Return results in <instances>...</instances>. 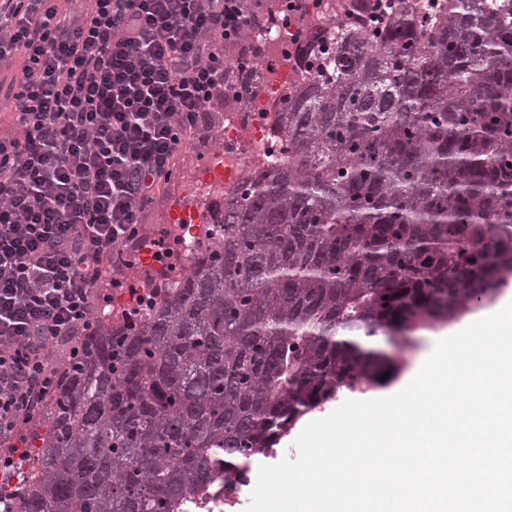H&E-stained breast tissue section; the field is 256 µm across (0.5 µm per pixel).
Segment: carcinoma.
<instances>
[{"label":"carcinoma","instance_id":"carcinoma-1","mask_svg":"<svg viewBox=\"0 0 512 512\" xmlns=\"http://www.w3.org/2000/svg\"><path fill=\"white\" fill-rule=\"evenodd\" d=\"M307 40L288 159L224 198L222 241L134 325L85 339L0 512H180L344 389L363 346L512 278V0H400Z\"/></svg>","mask_w":512,"mask_h":512}]
</instances>
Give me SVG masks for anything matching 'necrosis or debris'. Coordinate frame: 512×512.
<instances>
[{
    "label": "necrosis or debris",
    "instance_id": "obj_1",
    "mask_svg": "<svg viewBox=\"0 0 512 512\" xmlns=\"http://www.w3.org/2000/svg\"><path fill=\"white\" fill-rule=\"evenodd\" d=\"M335 20L328 0H275L271 18L245 32V41L255 48L252 80L226 93L224 118L208 127L206 150L189 157L190 178L165 217L146 232L164 240L168 253L128 258L112 291V317L136 319L159 301L163 285L186 273L198 246L218 236L225 193L279 158L278 112L288 89L304 75L303 39L334 31Z\"/></svg>",
    "mask_w": 512,
    "mask_h": 512
}]
</instances>
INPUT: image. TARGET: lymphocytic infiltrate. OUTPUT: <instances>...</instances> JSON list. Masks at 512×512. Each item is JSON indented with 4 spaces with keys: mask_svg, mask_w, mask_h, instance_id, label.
Wrapping results in <instances>:
<instances>
[{
    "mask_svg": "<svg viewBox=\"0 0 512 512\" xmlns=\"http://www.w3.org/2000/svg\"><path fill=\"white\" fill-rule=\"evenodd\" d=\"M249 0H0V61L18 135H0V468L83 352L108 268L230 88L224 49ZM66 358H59V351Z\"/></svg>",
    "mask_w": 512,
    "mask_h": 512,
    "instance_id": "obj_1",
    "label": "lymphocytic infiltrate"
}]
</instances>
